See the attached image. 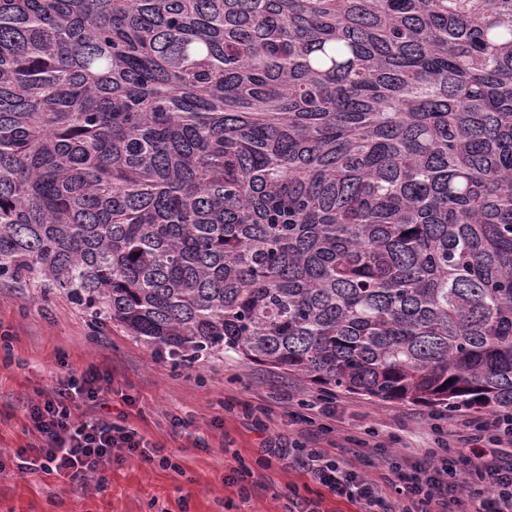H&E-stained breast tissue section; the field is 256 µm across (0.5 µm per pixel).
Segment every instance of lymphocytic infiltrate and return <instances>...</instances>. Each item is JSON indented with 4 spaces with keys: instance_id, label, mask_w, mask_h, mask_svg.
I'll return each instance as SVG.
<instances>
[{
    "instance_id": "obj_1",
    "label": "lymphocytic infiltrate",
    "mask_w": 512,
    "mask_h": 512,
    "mask_svg": "<svg viewBox=\"0 0 512 512\" xmlns=\"http://www.w3.org/2000/svg\"><path fill=\"white\" fill-rule=\"evenodd\" d=\"M111 392V380L94 368L56 376L49 389L37 391L26 403L32 440L19 452L18 473L76 480L128 458L169 467L156 443L105 414ZM303 422L327 435L326 444L294 442L272 454L310 475L322 494L292 498L288 512H323L328 495L355 504L358 512H512V410L465 419L451 429L432 423L433 439L421 448L403 445L398 435L372 441L335 436L314 414ZM367 447L381 453L379 478L360 468Z\"/></svg>"
}]
</instances>
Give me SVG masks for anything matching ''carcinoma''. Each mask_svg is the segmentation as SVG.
Wrapping results in <instances>:
<instances>
[{
    "mask_svg": "<svg viewBox=\"0 0 512 512\" xmlns=\"http://www.w3.org/2000/svg\"><path fill=\"white\" fill-rule=\"evenodd\" d=\"M0 280L512 409V0H0Z\"/></svg>",
    "mask_w": 512,
    "mask_h": 512,
    "instance_id": "obj_1",
    "label": "carcinoma"
}]
</instances>
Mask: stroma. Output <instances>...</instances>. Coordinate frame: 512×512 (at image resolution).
Instances as JSON below:
<instances>
[{
	"mask_svg": "<svg viewBox=\"0 0 512 512\" xmlns=\"http://www.w3.org/2000/svg\"><path fill=\"white\" fill-rule=\"evenodd\" d=\"M112 379V415L158 443L173 466L116 461L79 483L40 473L16 475L15 452L30 441L25 402L49 388L57 374L89 368ZM270 418L258 426L246 405ZM320 407L337 431L399 434L414 447L429 443L432 413L415 404L326 395L309 381L235 354L190 363L156 356L145 341L116 324L92 331L82 306L36 285L0 283V512H286L291 496H314L308 475L268 459L270 441L298 437L303 405ZM186 423L171 435L169 416ZM246 464L262 484L242 497L229 476Z\"/></svg>",
	"mask_w": 512,
	"mask_h": 512,
	"instance_id": "stroma-1",
	"label": "stroma"
}]
</instances>
